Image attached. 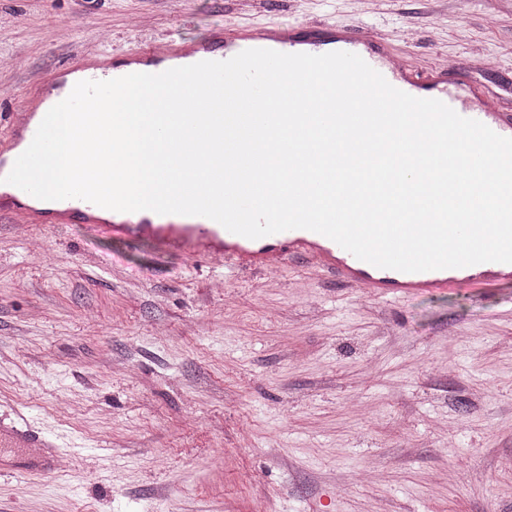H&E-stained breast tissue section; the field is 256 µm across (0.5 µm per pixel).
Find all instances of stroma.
I'll list each match as a JSON object with an SVG mask.
<instances>
[{
  "label": "stroma",
  "mask_w": 512,
  "mask_h": 512,
  "mask_svg": "<svg viewBox=\"0 0 512 512\" xmlns=\"http://www.w3.org/2000/svg\"><path fill=\"white\" fill-rule=\"evenodd\" d=\"M0 0L26 96L97 42L278 18L362 21L414 62L483 45L512 100V0ZM204 264L85 224L0 218V421L62 466L1 475L0 512H512V281L385 300L302 262ZM0 447L1 454L5 452V448H43L51 461L58 454L49 449L55 446L38 432L16 426H4L3 423L0 425Z\"/></svg>",
  "instance_id": "1"
}]
</instances>
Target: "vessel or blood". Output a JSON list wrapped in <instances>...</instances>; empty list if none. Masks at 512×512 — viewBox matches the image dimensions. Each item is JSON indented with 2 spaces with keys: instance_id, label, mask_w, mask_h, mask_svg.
<instances>
[{
  "instance_id": "obj_1",
  "label": "vessel or blood",
  "mask_w": 512,
  "mask_h": 512,
  "mask_svg": "<svg viewBox=\"0 0 512 512\" xmlns=\"http://www.w3.org/2000/svg\"><path fill=\"white\" fill-rule=\"evenodd\" d=\"M271 49L281 53L324 54L345 51L358 54L394 87L417 98L446 103L459 115L478 120L495 133L512 137V110L500 99L475 84H461L466 66L434 64L416 69L406 53L397 50L387 35L373 34L363 24L311 26L280 20L247 27L217 28L208 38L186 41L176 37L136 44L119 55L92 49L74 65L42 76V83L63 84L72 90L74 82L106 81L132 73H160L172 59L192 62L226 60L246 49ZM38 125L12 116L7 132L0 137V171L8 164L5 147L19 140H32ZM7 210L28 224H90L105 233L146 236L193 258L221 255L225 263L266 269L270 263L285 265L299 259L313 269L329 272L347 288H367L377 298L403 293L451 289L463 284L481 285L512 279V264L480 263L463 268L424 272H401L376 267L357 259L333 240L319 233L293 229L259 239H249L226 230L202 216L157 214L151 211L125 212L119 221L101 220L98 205L69 198L58 201L54 210L40 212L30 207V196L12 188ZM38 432L0 425L1 448H49Z\"/></svg>"
}]
</instances>
